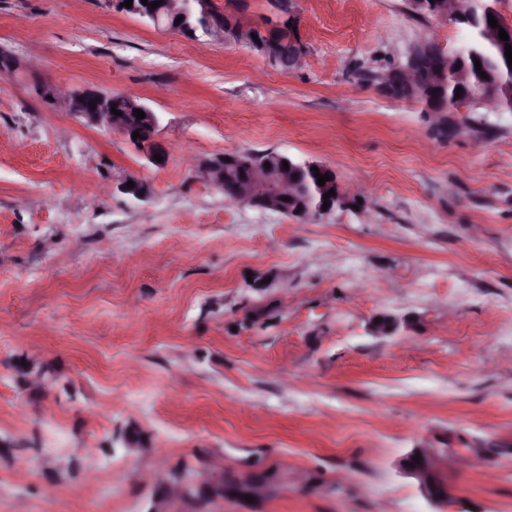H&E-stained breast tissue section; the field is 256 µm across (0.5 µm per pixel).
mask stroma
I'll list each match as a JSON object with an SVG mask.
<instances>
[{"label": "stroma", "instance_id": "stroma-1", "mask_svg": "<svg viewBox=\"0 0 512 512\" xmlns=\"http://www.w3.org/2000/svg\"><path fill=\"white\" fill-rule=\"evenodd\" d=\"M294 7L308 54L285 72L104 0H0V512H147L146 473L201 454L271 477L214 512H429L395 472L424 441L493 447L448 480L512 512V111L443 140L352 73L459 44L411 0ZM43 80L137 93L165 164L45 103ZM264 150L363 183L365 208L301 226L184 163ZM25 355L52 369L36 397ZM60 455L77 471L52 476Z\"/></svg>", "mask_w": 512, "mask_h": 512}]
</instances>
